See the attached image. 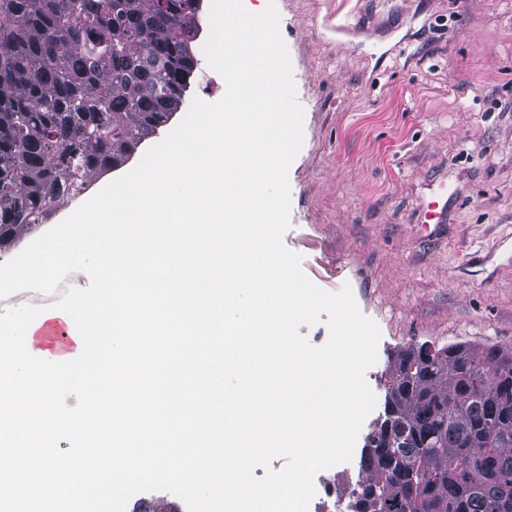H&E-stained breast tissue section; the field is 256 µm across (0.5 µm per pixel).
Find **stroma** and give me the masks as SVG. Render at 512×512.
I'll return each mask as SVG.
<instances>
[{
	"instance_id": "obj_1",
	"label": "stroma",
	"mask_w": 512,
	"mask_h": 512,
	"mask_svg": "<svg viewBox=\"0 0 512 512\" xmlns=\"http://www.w3.org/2000/svg\"><path fill=\"white\" fill-rule=\"evenodd\" d=\"M211 0L198 12L197 67L168 125L121 166L58 204L0 252L6 262L70 216L103 182L131 171L188 113L219 101L223 78L203 47ZM275 6L303 144L288 170L285 247L329 293L350 287L380 329L365 372L376 405L336 485L361 476L365 435L384 415L382 376L410 345L512 346V0H242ZM347 34L337 33V25ZM454 191L448 221L425 224L432 183Z\"/></svg>"
}]
</instances>
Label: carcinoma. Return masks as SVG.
Listing matches in <instances>:
<instances>
[{"mask_svg":"<svg viewBox=\"0 0 512 512\" xmlns=\"http://www.w3.org/2000/svg\"><path fill=\"white\" fill-rule=\"evenodd\" d=\"M201 0H0V251L177 111ZM349 512H512V347L410 346Z\"/></svg>","mask_w":512,"mask_h":512,"instance_id":"carcinoma-1","label":"carcinoma"}]
</instances>
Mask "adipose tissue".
Here are the masks:
<instances>
[{
  "instance_id": "ef3b65f1",
  "label": "adipose tissue",
  "mask_w": 512,
  "mask_h": 512,
  "mask_svg": "<svg viewBox=\"0 0 512 512\" xmlns=\"http://www.w3.org/2000/svg\"><path fill=\"white\" fill-rule=\"evenodd\" d=\"M89 374L86 367L51 371L22 363L11 354L1 357L0 378H9L12 386L0 390V436L9 427L22 425L33 405L44 404L58 391L87 389Z\"/></svg>"
}]
</instances>
